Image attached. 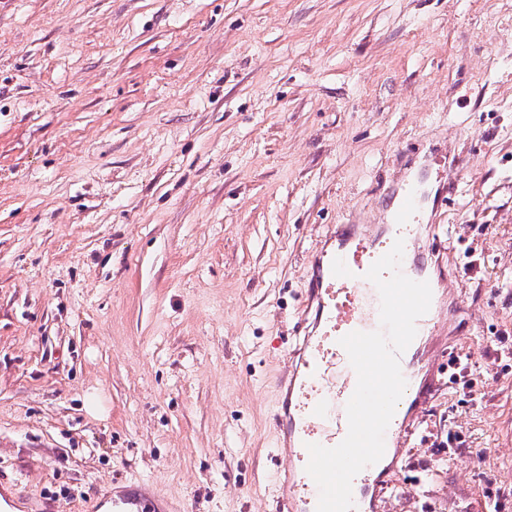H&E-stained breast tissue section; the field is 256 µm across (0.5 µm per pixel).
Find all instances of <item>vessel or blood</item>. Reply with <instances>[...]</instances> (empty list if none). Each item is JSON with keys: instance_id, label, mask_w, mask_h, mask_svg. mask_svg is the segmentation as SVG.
<instances>
[{"instance_id": "obj_1", "label": "vessel or blood", "mask_w": 512, "mask_h": 512, "mask_svg": "<svg viewBox=\"0 0 512 512\" xmlns=\"http://www.w3.org/2000/svg\"><path fill=\"white\" fill-rule=\"evenodd\" d=\"M392 192L396 199L386 223L337 225L329 235L328 247L312 256L307 301L316 307L315 319L298 347L294 364L282 377L290 394L288 455L301 463L300 468L284 473L288 483V495L281 500L284 512H316L319 489L304 468L309 461L308 447H333L347 434L346 404L356 388L357 375L339 340L354 331L372 332L380 327V295L367 279V271L399 238L404 241L400 269L410 279L426 280L427 268L436 257L433 247L419 239L418 215L428 199L422 181L404 182ZM440 315L441 296L436 293L429 311L416 322L417 341L400 356L406 380L401 402L408 412L394 414L385 433V452L395 459L409 445L408 415L429 409L428 394L416 388L425 367L418 340L438 330ZM112 504L126 512H151L152 500L141 489L130 488L113 496Z\"/></svg>"}]
</instances>
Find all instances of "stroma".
I'll list each match as a JSON object with an SVG mask.
<instances>
[{
	"mask_svg": "<svg viewBox=\"0 0 512 512\" xmlns=\"http://www.w3.org/2000/svg\"><path fill=\"white\" fill-rule=\"evenodd\" d=\"M437 158L461 309L388 512H512V0H0V490L279 512L311 251ZM112 505L115 507H122L124 509L135 510H122L115 512H155V507L150 508L153 500L142 492L139 488H130L112 496Z\"/></svg>",
	"mask_w": 512,
	"mask_h": 512,
	"instance_id": "35a3bbf8",
	"label": "stroma"
}]
</instances>
